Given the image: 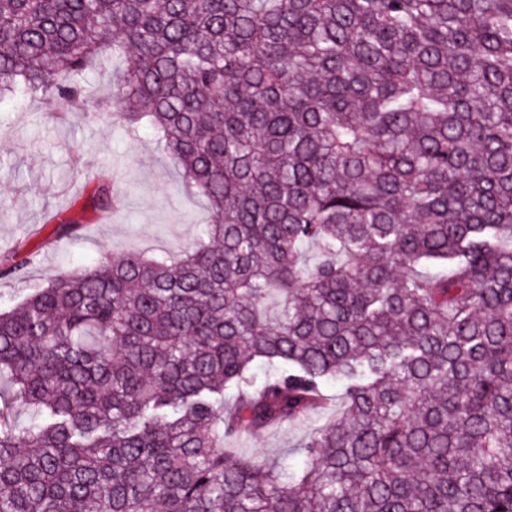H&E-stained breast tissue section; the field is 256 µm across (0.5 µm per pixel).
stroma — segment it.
Returning a JSON list of instances; mask_svg holds the SVG:
<instances>
[{"instance_id":"obj_1","label":"stroma","mask_w":512,"mask_h":512,"mask_svg":"<svg viewBox=\"0 0 512 512\" xmlns=\"http://www.w3.org/2000/svg\"><path fill=\"white\" fill-rule=\"evenodd\" d=\"M102 101L101 117L64 114L36 100L13 109L0 126V257L34 252L38 258L25 280L0 279V303L17 301L56 274L132 251L176 253L191 246L208 220L204 198L184 194L180 177L158 150L151 132L128 138L112 118L109 72L91 75ZM125 195L123 205L101 220L86 200L99 176ZM62 210L83 212L75 236L55 239L43 216ZM322 413L257 435L226 440L233 453L273 458L294 453L319 425L332 423L343 406L340 390L328 387Z\"/></svg>"}]
</instances>
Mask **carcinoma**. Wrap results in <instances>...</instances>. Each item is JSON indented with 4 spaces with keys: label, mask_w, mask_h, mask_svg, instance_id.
I'll return each mask as SVG.
<instances>
[{
    "label": "carcinoma",
    "mask_w": 512,
    "mask_h": 512,
    "mask_svg": "<svg viewBox=\"0 0 512 512\" xmlns=\"http://www.w3.org/2000/svg\"><path fill=\"white\" fill-rule=\"evenodd\" d=\"M117 55L209 221L0 309V512H512V0H0V125ZM329 404L322 413L307 420L295 421L281 427L257 435H242L226 440L225 448H232L235 454L273 458L289 453L290 463L298 460L295 450L319 425L332 423L341 415L343 410L338 387L330 386L325 389Z\"/></svg>",
    "instance_id": "cac0c4a2"
}]
</instances>
